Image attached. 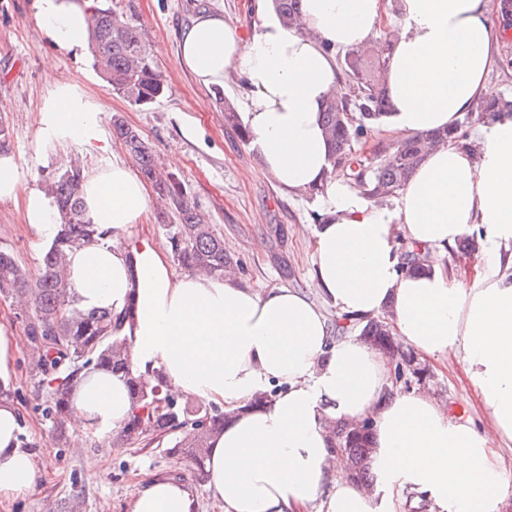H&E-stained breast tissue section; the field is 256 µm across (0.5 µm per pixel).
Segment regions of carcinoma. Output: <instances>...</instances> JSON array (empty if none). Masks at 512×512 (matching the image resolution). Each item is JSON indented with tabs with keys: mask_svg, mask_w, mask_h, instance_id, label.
<instances>
[{
	"mask_svg": "<svg viewBox=\"0 0 512 512\" xmlns=\"http://www.w3.org/2000/svg\"><path fill=\"white\" fill-rule=\"evenodd\" d=\"M301 0H272L282 25L293 28ZM91 52L100 77L112 91L137 106L150 105L167 89L164 74L150 56L139 28L116 5L96 6L88 17ZM341 76L350 84L349 92L331 95L324 107V130L331 143L332 172L344 176L361 195L381 203L397 195L411 172L422 162L428 149L438 143H458L467 138L471 120L483 123L501 115H512V99L479 102L475 111L452 128L417 134L379 146L373 161L354 152L359 142L390 113V102L383 87L386 59L370 61L364 48L337 55ZM224 120L235 127L242 140L248 133L239 123L232 103L224 101ZM113 133L123 141L128 153L139 164L142 177L177 213L178 223L165 224V238L173 258L185 269L222 276L233 270L238 260L224 250V234L207 223L190 204L181 180L162 172L143 136L121 118L113 117ZM83 170L73 165L53 177L45 191L58 214V232L44 251L38 273H27L7 250H0V298L26 301L29 310L25 325L29 339L27 368L36 380L44 403L46 419L53 424L57 442L64 440L63 423L75 388L91 373L109 372L125 379L133 402L130 418L113 436V444L124 447L160 443L172 435L169 452L191 456L197 478H207L204 466L209 439L224 427L228 414L203 403L189 404L172 397L166 382L157 378L148 385L134 376L126 337L121 335L127 315L110 311L85 312L76 303L66 275L69 253L86 243L107 236L87 217L81 202ZM403 270L422 268V250L402 247ZM358 329L360 339L394 364L404 375L402 385L422 380L425 370L413 355L391 336L383 318L362 323L335 321L337 334ZM332 448L339 449L355 480L363 486L372 483L369 458L372 452L370 426L358 431L330 424Z\"/></svg>",
	"mask_w": 512,
	"mask_h": 512,
	"instance_id": "carcinoma-1",
	"label": "carcinoma"
}]
</instances>
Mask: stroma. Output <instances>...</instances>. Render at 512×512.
I'll return each instance as SVG.
<instances>
[{"mask_svg": "<svg viewBox=\"0 0 512 512\" xmlns=\"http://www.w3.org/2000/svg\"><path fill=\"white\" fill-rule=\"evenodd\" d=\"M119 8L140 29L155 64L166 75L168 92L139 107L117 95L100 78L92 55L77 58L54 47L41 30L32 0H0V117L7 120L11 150L20 160V197L0 201V248L36 273L44 252L22 216L21 196L42 190L48 177L72 165L84 171L128 160L121 140L112 137V118L121 116L151 147L160 168L184 183L189 201L224 235V248L241 262L240 278L254 288H310L317 198L291 195L263 173L258 156L224 120L221 99L239 103L244 93L239 74L223 86L199 85L183 68L180 36L201 9L223 12L243 36H251L262 18L256 0H119ZM83 85L108 106L100 116L111 151L97 145H45L39 138V109L47 76ZM288 273H281V266ZM424 388L447 402L452 413L490 422L464 365L455 357L419 359ZM16 404L23 416L26 445L36 454L41 473L35 491L0 504V512H127L144 473H173L191 484L199 512H219L207 483L197 481L192 459L169 454L162 445L117 447L111 434L90 433L82 446L57 445L36 384L25 363H17ZM98 466L88 470L87 458Z\"/></svg>", "mask_w": 512, "mask_h": 512, "instance_id": "1", "label": "stroma"}]
</instances>
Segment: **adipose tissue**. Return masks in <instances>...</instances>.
Returning a JSON list of instances; mask_svg holds the SVG:
<instances>
[{
	"label": "adipose tissue",
	"instance_id": "ef3b65f1",
	"mask_svg": "<svg viewBox=\"0 0 512 512\" xmlns=\"http://www.w3.org/2000/svg\"><path fill=\"white\" fill-rule=\"evenodd\" d=\"M266 17L251 37L223 14L200 12L181 35V63L204 87L230 72L249 90L242 122L265 173L285 191L318 187L311 286L340 314L386 318L392 335L420 354L459 357L492 431L451 417L425 390L395 388L389 361L357 337L337 338L323 310L288 288L263 291L238 276L175 274L151 240L117 247L150 206L147 187L116 160L84 179L83 207L108 241L75 248L68 274L86 311H131L133 371L163 374L175 398L218 404L232 417L206 450L207 482L223 512H402L427 499L434 512H505L512 483L500 444L512 443V117L482 125L478 146L442 145L414 170L395 208L368 202L330 173L322 110L341 90L336 53L374 46L387 61L389 128L408 136L455 125L496 98L490 73L507 45L501 0H398L396 31L374 44L390 16L385 0H302L301 30ZM94 0H33L57 49L83 54ZM104 101L51 80L39 134L50 146L102 141ZM24 219L38 243L57 234L50 199L29 192ZM480 245L484 275L466 286L442 259L466 235ZM425 252L428 271L403 272L399 241ZM270 403L249 408L258 393ZM123 380L99 372L76 390L75 438L108 433L130 416ZM371 423L373 490L350 477L328 448L329 422ZM23 418L0 398V501L35 491L39 470L22 447ZM182 479L148 474L128 512H196Z\"/></svg>",
	"mask_w": 512,
	"mask_h": 512
}]
</instances>
